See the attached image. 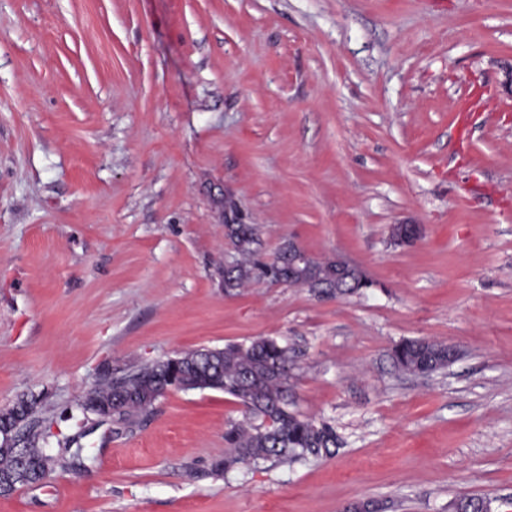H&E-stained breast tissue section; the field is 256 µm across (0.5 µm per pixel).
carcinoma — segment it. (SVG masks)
I'll return each instance as SVG.
<instances>
[{"mask_svg": "<svg viewBox=\"0 0 512 512\" xmlns=\"http://www.w3.org/2000/svg\"><path fill=\"white\" fill-rule=\"evenodd\" d=\"M230 243L238 266L224 271L225 290L259 283H288L283 250H278L272 261L261 257L258 225L237 226L230 234ZM389 357L398 371L411 375L424 369H440L448 352L421 339H406L391 349ZM296 368L295 352L288 344L274 337H256L228 343L204 357L194 349L132 367L109 382L90 387L78 406L86 413L96 403L126 393L120 412L98 417L100 422L112 424V432L118 434L136 426L166 388L191 391L197 385H209L234 398L246 413L243 421L230 425L225 432L227 448L224 457L215 461V471H229L258 460L290 463L308 455H332L340 446L335 428L292 409L291 380ZM42 402L32 393L19 396L11 406L0 410V427L39 413ZM47 438L38 419L26 428L21 442L31 466L17 479L14 447L0 444V496H9L23 487L41 486L57 469L82 459L83 449L66 444L54 452L46 447ZM459 502L466 512L492 509V501L485 498H461Z\"/></svg>", "mask_w": 512, "mask_h": 512, "instance_id": "obj_1", "label": "carcinoma"}]
</instances>
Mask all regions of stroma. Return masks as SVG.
I'll return each instance as SVG.
<instances>
[{
	"label": "stroma",
	"mask_w": 512,
	"mask_h": 512,
	"mask_svg": "<svg viewBox=\"0 0 512 512\" xmlns=\"http://www.w3.org/2000/svg\"><path fill=\"white\" fill-rule=\"evenodd\" d=\"M228 192L264 259L290 237L374 288L225 292ZM259 336L300 350L296 408L338 453L217 474L223 392L119 435L77 406ZM405 339L460 357L404 374ZM30 392L90 460L0 512H512V0H0V409Z\"/></svg>",
	"instance_id": "obj_1"
}]
</instances>
